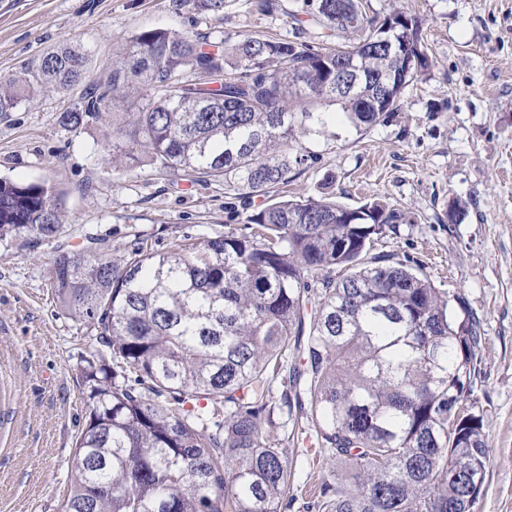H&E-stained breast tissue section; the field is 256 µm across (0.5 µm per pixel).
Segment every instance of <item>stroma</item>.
I'll list each match as a JSON object with an SVG mask.
<instances>
[{
	"mask_svg": "<svg viewBox=\"0 0 512 512\" xmlns=\"http://www.w3.org/2000/svg\"><path fill=\"white\" fill-rule=\"evenodd\" d=\"M258 0H226L223 12L175 10L173 0H0V76L16 77L60 44L88 53L92 79L108 81L120 40L164 27L220 41L252 33L294 38L280 0L268 14ZM421 23L431 67L404 93L388 122L367 129L339 121L304 138L315 155L293 171L288 193H336L359 206L384 200L411 216L386 229L376 251L424 264L436 288L461 295L482 324L485 343L474 385L489 448L477 512H512V0H395ZM76 94L45 93L0 114V177L52 182L63 194L59 241L0 243V512H59L67 469L86 416L79 365L90 350L85 326L65 317L51 288L61 252L85 233L113 255L141 241L149 252L172 242L244 229L247 211L230 206L220 184L199 185L144 165L122 175L101 148L122 113L68 129L59 115ZM466 216L449 224V204ZM296 456L306 491L334 465Z\"/></svg>",
	"mask_w": 512,
	"mask_h": 512,
	"instance_id": "obj_1",
	"label": "stroma"
}]
</instances>
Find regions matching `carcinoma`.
<instances>
[{"instance_id": "obj_1", "label": "carcinoma", "mask_w": 512, "mask_h": 512, "mask_svg": "<svg viewBox=\"0 0 512 512\" xmlns=\"http://www.w3.org/2000/svg\"><path fill=\"white\" fill-rule=\"evenodd\" d=\"M225 4L179 0L202 14ZM304 14L325 46L158 28L121 42L104 83L85 82L88 56L69 45L0 79V114L51 89L80 90L65 128L101 120L103 100L122 106L104 143L120 168L222 182L250 210L246 230L166 252L114 258L89 236L55 260L56 301L93 347L60 512H288V443L304 434L341 466L309 512H475L489 458L479 321L423 267L373 252L401 210L279 195L311 160L301 139L324 108L359 128L389 120L428 69L421 25L395 9L378 22L362 0ZM60 210L48 181L0 179L1 242L59 238Z\"/></svg>"}]
</instances>
